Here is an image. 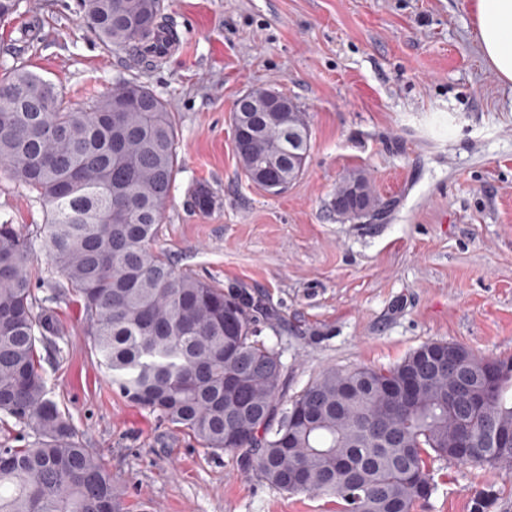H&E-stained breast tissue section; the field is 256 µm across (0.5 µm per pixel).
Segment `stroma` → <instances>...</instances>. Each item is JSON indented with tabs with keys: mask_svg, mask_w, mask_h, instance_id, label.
I'll use <instances>...</instances> for the list:
<instances>
[{
	"mask_svg": "<svg viewBox=\"0 0 512 512\" xmlns=\"http://www.w3.org/2000/svg\"><path fill=\"white\" fill-rule=\"evenodd\" d=\"M0 24V64L22 59L73 106L120 79L144 83L175 114L179 170L155 242L179 271L259 294L258 323L297 393L324 369L388 368L433 341L512 358V84L484 60L471 0H164L180 53L146 70L102 49L83 0H30ZM257 88L294 98L309 124L300 177L277 196L243 174L236 100ZM391 206L337 218L349 172ZM208 184L212 211L191 210ZM32 231L44 213L0 177V223ZM35 293L62 329L40 363L50 397L111 471L122 512H336L287 493L238 455L125 398L100 366L76 297L45 253ZM435 484L415 512H512V473L429 459Z\"/></svg>",
	"mask_w": 512,
	"mask_h": 512,
	"instance_id": "1",
	"label": "stroma"
}]
</instances>
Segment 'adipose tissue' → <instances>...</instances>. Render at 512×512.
Returning <instances> with one entry per match:
<instances>
[{
	"instance_id": "adipose-tissue-1",
	"label": "adipose tissue",
	"mask_w": 512,
	"mask_h": 512,
	"mask_svg": "<svg viewBox=\"0 0 512 512\" xmlns=\"http://www.w3.org/2000/svg\"><path fill=\"white\" fill-rule=\"evenodd\" d=\"M472 13L484 59L512 83V0H473Z\"/></svg>"
}]
</instances>
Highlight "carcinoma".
<instances>
[{
	"instance_id": "carcinoma-1",
	"label": "carcinoma",
	"mask_w": 512,
	"mask_h": 512,
	"mask_svg": "<svg viewBox=\"0 0 512 512\" xmlns=\"http://www.w3.org/2000/svg\"><path fill=\"white\" fill-rule=\"evenodd\" d=\"M25 0H0V22ZM82 20L107 51L163 60L155 32L171 25L163 0H84ZM290 112L232 121L245 177L288 180L303 170L309 132ZM125 111L116 112L117 105ZM174 114L148 86L122 79L87 110L21 61L0 73V173L33 194L45 223L35 236L0 224V420L34 432L0 448V512H120V492L72 423L48 397L38 346L61 333L35 294L33 241L80 297L90 343L112 384L204 447L243 455L244 466L288 493L339 501L338 512H414L435 486L429 452L474 466L512 468V448L491 429H512V379L490 390V360L444 341L422 345L389 369L323 371L284 403L279 350L253 339L271 315L245 288L174 270L153 249L179 169ZM370 211L383 203L369 178H343L331 209L354 190ZM189 205L215 197L197 185ZM453 352L461 369L448 366Z\"/></svg>"
}]
</instances>
